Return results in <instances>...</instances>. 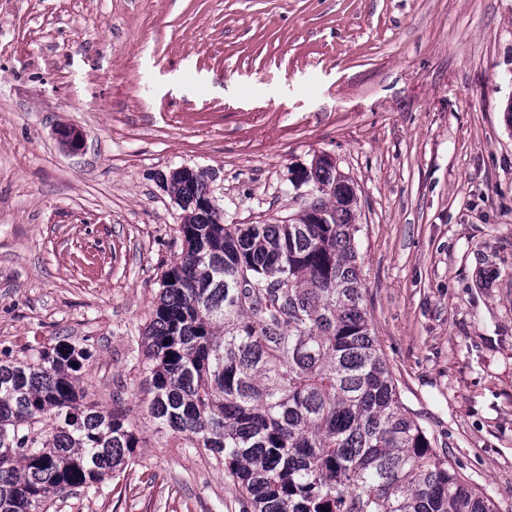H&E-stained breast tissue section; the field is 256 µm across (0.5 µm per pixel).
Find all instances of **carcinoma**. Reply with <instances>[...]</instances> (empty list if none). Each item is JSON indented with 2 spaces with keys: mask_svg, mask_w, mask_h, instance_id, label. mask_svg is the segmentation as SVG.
Returning a JSON list of instances; mask_svg holds the SVG:
<instances>
[{
  "mask_svg": "<svg viewBox=\"0 0 512 512\" xmlns=\"http://www.w3.org/2000/svg\"><path fill=\"white\" fill-rule=\"evenodd\" d=\"M209 174L175 175L181 256L139 336L160 430L224 459L240 512H495L432 447L372 334L357 197L334 163L303 169L316 201L286 224H226ZM88 349L0 359V512H49L133 463L131 407L79 387Z\"/></svg>",
  "mask_w": 512,
  "mask_h": 512,
  "instance_id": "carcinoma-1",
  "label": "carcinoma"
}]
</instances>
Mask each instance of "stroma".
<instances>
[{"label": "stroma", "mask_w": 512, "mask_h": 512, "mask_svg": "<svg viewBox=\"0 0 512 512\" xmlns=\"http://www.w3.org/2000/svg\"><path fill=\"white\" fill-rule=\"evenodd\" d=\"M511 100L512 0H0V348H90L95 400L134 403L183 250L170 171L278 224L328 155L404 404L512 512ZM140 424L131 466L50 512H240L223 460Z\"/></svg>", "instance_id": "obj_1"}]
</instances>
